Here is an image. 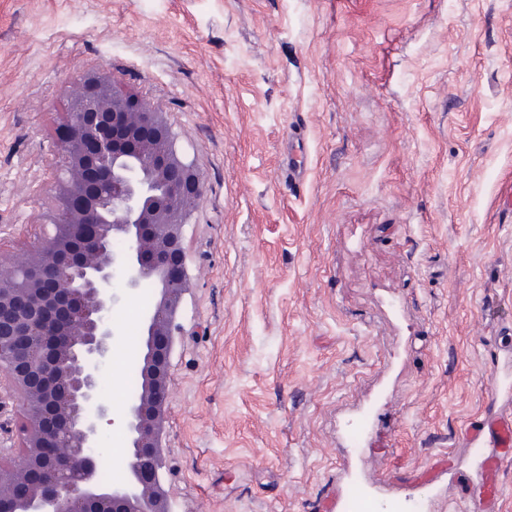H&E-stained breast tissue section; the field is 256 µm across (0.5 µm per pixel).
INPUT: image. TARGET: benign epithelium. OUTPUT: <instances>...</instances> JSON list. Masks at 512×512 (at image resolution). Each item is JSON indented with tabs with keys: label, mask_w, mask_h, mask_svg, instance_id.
Returning <instances> with one entry per match:
<instances>
[{
	"label": "benign epithelium",
	"mask_w": 512,
	"mask_h": 512,
	"mask_svg": "<svg viewBox=\"0 0 512 512\" xmlns=\"http://www.w3.org/2000/svg\"><path fill=\"white\" fill-rule=\"evenodd\" d=\"M57 140L51 230L0 262V366L23 410L17 441L0 440V512H173L160 478L168 368L204 182L163 113L107 74L75 83ZM145 282L140 386L121 414L126 476L106 485L92 449L114 419L97 378L112 308Z\"/></svg>",
	"instance_id": "obj_1"
}]
</instances>
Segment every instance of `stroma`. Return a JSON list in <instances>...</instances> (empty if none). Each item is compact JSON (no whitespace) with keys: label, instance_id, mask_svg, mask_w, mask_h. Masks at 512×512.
I'll use <instances>...</instances> for the list:
<instances>
[{"label":"stroma","instance_id":"stroma-1","mask_svg":"<svg viewBox=\"0 0 512 512\" xmlns=\"http://www.w3.org/2000/svg\"><path fill=\"white\" fill-rule=\"evenodd\" d=\"M97 73L204 181L174 512H350L358 488L366 512H487L496 449L466 429L512 415V0H0V256L40 238L69 90Z\"/></svg>","mask_w":512,"mask_h":512}]
</instances>
